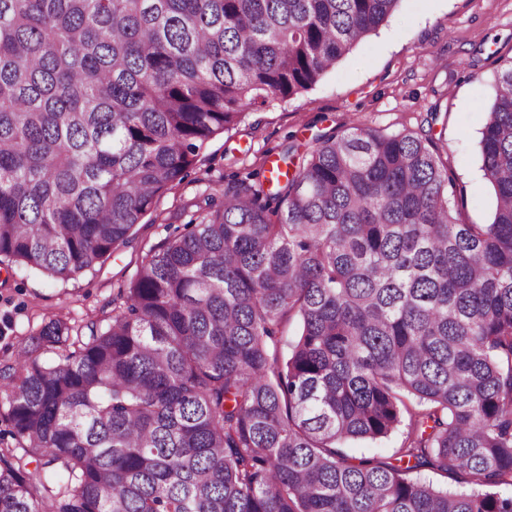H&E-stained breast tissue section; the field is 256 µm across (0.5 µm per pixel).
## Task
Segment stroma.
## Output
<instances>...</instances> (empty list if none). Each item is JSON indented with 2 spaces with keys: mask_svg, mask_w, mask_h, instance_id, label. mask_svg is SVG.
Listing matches in <instances>:
<instances>
[{
  "mask_svg": "<svg viewBox=\"0 0 512 512\" xmlns=\"http://www.w3.org/2000/svg\"><path fill=\"white\" fill-rule=\"evenodd\" d=\"M510 59L512 0H403L313 89L270 100L211 138L199 162L138 225L134 244L100 272L61 283L0 271V366L43 321L78 324L111 310L118 285L135 275L144 252L171 227L198 218L197 201L223 199L227 182L259 172L265 158H277L288 145L312 151L319 134L340 135L355 124L386 134L432 129L436 152L461 190L462 219L489 222L494 194L481 176L479 141L495 75Z\"/></svg>",
  "mask_w": 512,
  "mask_h": 512,
  "instance_id": "1",
  "label": "stroma"
}]
</instances>
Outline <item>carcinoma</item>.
Wrapping results in <instances>:
<instances>
[{
	"label": "carcinoma",
	"instance_id": "carcinoma-1",
	"mask_svg": "<svg viewBox=\"0 0 512 512\" xmlns=\"http://www.w3.org/2000/svg\"><path fill=\"white\" fill-rule=\"evenodd\" d=\"M401 2L0 0V267L96 273L215 134ZM431 145L354 125L289 149L151 247L112 313L32 330L0 368V512H512V60L488 223ZM404 425L394 464L344 452Z\"/></svg>",
	"mask_w": 512,
	"mask_h": 512
}]
</instances>
